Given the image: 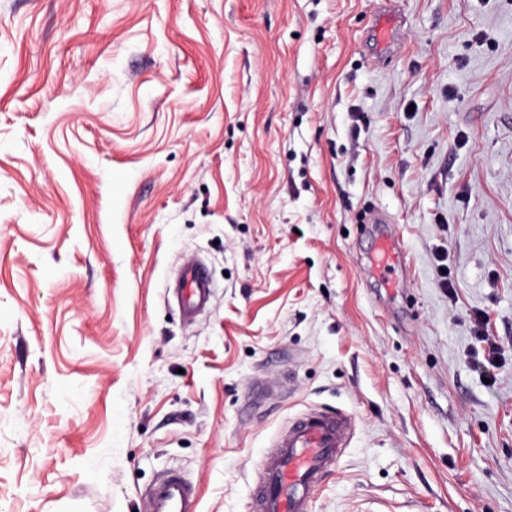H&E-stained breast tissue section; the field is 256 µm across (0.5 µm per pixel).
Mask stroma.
Here are the masks:
<instances>
[{
    "instance_id": "stroma-1",
    "label": "stroma",
    "mask_w": 512,
    "mask_h": 512,
    "mask_svg": "<svg viewBox=\"0 0 512 512\" xmlns=\"http://www.w3.org/2000/svg\"><path fill=\"white\" fill-rule=\"evenodd\" d=\"M393 6L0 0V512H251L310 408L356 420L310 512H512V0ZM401 244L393 234H385L380 237L378 246L369 257V268L380 277L389 282L400 262ZM213 288L206 264L193 259L179 267L167 285V294L176 302L183 319L192 323L209 307ZM150 512H200L196 485L176 472L161 476L149 489Z\"/></svg>"
}]
</instances>
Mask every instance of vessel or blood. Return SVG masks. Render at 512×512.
<instances>
[{
    "instance_id": "vessel-or-blood-1",
    "label": "vessel or blood",
    "mask_w": 512,
    "mask_h": 512,
    "mask_svg": "<svg viewBox=\"0 0 512 512\" xmlns=\"http://www.w3.org/2000/svg\"><path fill=\"white\" fill-rule=\"evenodd\" d=\"M401 244L392 234L382 235L369 257V268L390 278L400 262ZM213 282L199 259L184 262L167 294L186 322H194L210 305ZM354 429L351 414L309 409L289 422L258 463L254 491L256 512H310L309 493L336 469ZM150 512H200L196 485L176 472L161 476L149 489Z\"/></svg>"
}]
</instances>
